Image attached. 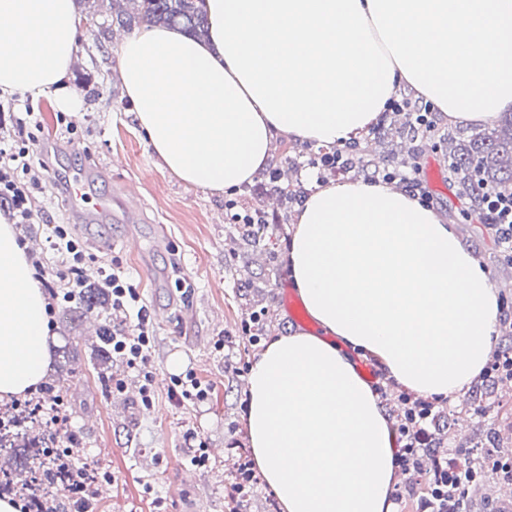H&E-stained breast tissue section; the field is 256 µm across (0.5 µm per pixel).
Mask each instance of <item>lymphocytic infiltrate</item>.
<instances>
[{"label":"lymphocytic infiltrate","mask_w":512,"mask_h":512,"mask_svg":"<svg viewBox=\"0 0 512 512\" xmlns=\"http://www.w3.org/2000/svg\"><path fill=\"white\" fill-rule=\"evenodd\" d=\"M10 123L17 131L14 143H0V213L9 223H33L35 194L41 189L39 171L48 170V158L38 152L40 123L33 110L17 111L15 104H0V123ZM48 249L59 261L60 270H53L45 258L32 257L37 277L52 299L66 303L80 300L83 285V266L88 254L83 245L73 239L63 224L54 225L47 239ZM104 285L112 291V307L126 312L128 328L112 332V354L142 378L140 398L143 406H152L155 400V381L151 370L154 327L147 305L142 301L137 286L125 270L105 265L100 269ZM434 409L424 400L408 410L405 423L397 431L404 441L396 464L414 485L422 480L416 475L414 458L425 444L424 420ZM468 467L454 454H445L430 483L431 497L428 512H468L467 505L457 496V490L467 476Z\"/></svg>","instance_id":"1"}]
</instances>
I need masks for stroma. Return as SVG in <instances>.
Instances as JSON below:
<instances>
[{
    "instance_id": "35a3bbf8",
    "label": "stroma",
    "mask_w": 512,
    "mask_h": 512,
    "mask_svg": "<svg viewBox=\"0 0 512 512\" xmlns=\"http://www.w3.org/2000/svg\"><path fill=\"white\" fill-rule=\"evenodd\" d=\"M103 21L99 15L94 22L82 23L78 59L63 89L30 98L29 104L42 122V140L56 145L52 161L60 180L91 177L97 198L117 196L123 183L137 182L141 220L129 225L110 217L98 223L96 236H89L86 225L74 222L72 201L62 188L54 195L38 194L39 217L20 233L42 246L53 225H71L93 265L122 266L148 308L162 312L154 325L152 353L156 414L139 415L137 372L119 362L96 369L86 364L84 354H68L71 342L93 335L92 317L54 321L52 375L66 383L64 411L83 445L85 460L109 476L112 492L98 497V512H224V484L251 457L245 387L253 357L262 349L243 339V322L252 312L265 310L272 315L267 326L271 333L305 329L315 334L319 327L313 322L301 326L284 305L289 236L275 234L244 243L225 208L226 201L245 193L250 204L276 216L281 207L273 185L259 175L247 189L236 188L220 197L188 187L168 172L148 146L133 119L131 103L122 94L115 75L118 38L101 41ZM65 94L81 103L72 136L58 121ZM112 157L118 158V167L106 168ZM420 169L430 207L445 214L456 210V189L441 154L425 151ZM131 232L140 242V253L125 247ZM459 232L497 284V299L505 304L501 318L512 323V267L497 264L487 235L468 224L460 225ZM219 338L224 341L220 351L214 347ZM175 354L212 384L209 401L180 407L169 399L167 362ZM111 377L125 380L124 393L109 388ZM495 394L501 408L498 419L469 411L471 428L462 432L450 427L449 436L483 440L494 432L499 448L512 453V429L507 426L512 420V382L496 384ZM189 430L205 441L210 454L208 467L198 469L196 482L184 487L182 472L190 466L184 434Z\"/></svg>"
}]
</instances>
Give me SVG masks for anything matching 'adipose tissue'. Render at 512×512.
I'll return each instance as SVG.
<instances>
[{"label":"adipose tissue","instance_id":"1","mask_svg":"<svg viewBox=\"0 0 512 512\" xmlns=\"http://www.w3.org/2000/svg\"><path fill=\"white\" fill-rule=\"evenodd\" d=\"M209 32L126 38L121 89L182 182L220 194L268 163L276 135L353 144L400 84L449 125L512 110V0H205ZM74 0H0V91L46 93L77 60ZM290 276L320 334H277L246 382L251 452L284 512H396L394 439L352 358L458 400L499 320L487 270L453 225L406 190L346 181L296 216ZM46 302L0 219V399L51 365ZM292 455L293 468L280 457Z\"/></svg>","mask_w":512,"mask_h":512}]
</instances>
